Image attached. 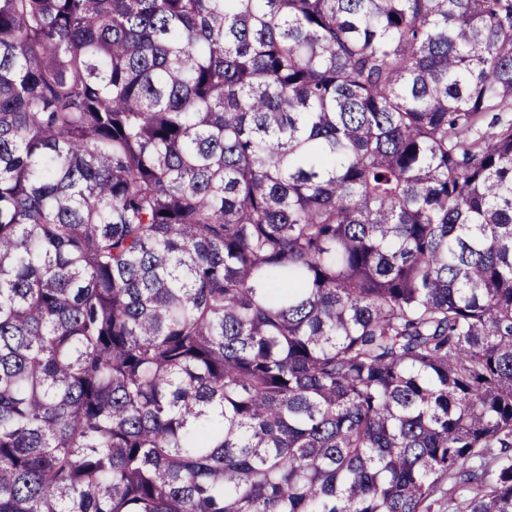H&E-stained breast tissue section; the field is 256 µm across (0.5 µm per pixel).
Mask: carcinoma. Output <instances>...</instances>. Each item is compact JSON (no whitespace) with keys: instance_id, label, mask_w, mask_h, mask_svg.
<instances>
[{"instance_id":"1","label":"carcinoma","mask_w":512,"mask_h":512,"mask_svg":"<svg viewBox=\"0 0 512 512\" xmlns=\"http://www.w3.org/2000/svg\"><path fill=\"white\" fill-rule=\"evenodd\" d=\"M512 512V0H0V512Z\"/></svg>"}]
</instances>
